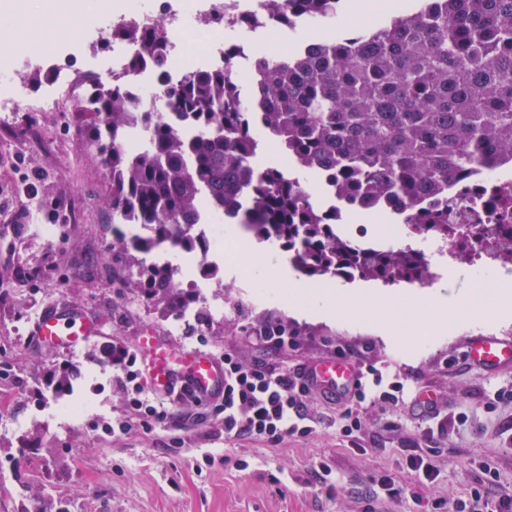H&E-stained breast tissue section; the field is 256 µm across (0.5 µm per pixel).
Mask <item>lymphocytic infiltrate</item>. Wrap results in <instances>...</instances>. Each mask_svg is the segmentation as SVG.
Instances as JSON below:
<instances>
[{"label": "lymphocytic infiltrate", "mask_w": 512, "mask_h": 512, "mask_svg": "<svg viewBox=\"0 0 512 512\" xmlns=\"http://www.w3.org/2000/svg\"><path fill=\"white\" fill-rule=\"evenodd\" d=\"M260 338L272 353V360L246 365L233 352H225L224 393L215 412L224 418L225 438L254 439L276 446L286 437L311 433L312 419L305 399L312 389V375L307 366L291 370L276 362V355L287 352L293 344V337L285 328L268 326ZM112 368L116 381L131 389L132 410L129 417L113 422L114 430L124 434L139 428L147 430L173 416V399L156 403L149 398L137 352L113 344ZM365 372L371 375V384L357 383L343 395L346 407L341 430L347 437L359 431V415L365 407L398 401L404 393L402 382H384L379 369L369 365Z\"/></svg>", "instance_id": "obj_1"}]
</instances>
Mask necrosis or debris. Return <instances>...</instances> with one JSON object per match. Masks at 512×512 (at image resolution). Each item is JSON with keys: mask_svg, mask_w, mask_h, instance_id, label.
I'll list each match as a JSON object with an SVG mask.
<instances>
[{"mask_svg": "<svg viewBox=\"0 0 512 512\" xmlns=\"http://www.w3.org/2000/svg\"><path fill=\"white\" fill-rule=\"evenodd\" d=\"M269 0H112V8L93 21L78 25L74 36L51 45L9 57L0 56V112L15 111L33 104L40 112H57L75 98L74 80L69 72L57 70L49 91L36 102H29L26 89L16 75L22 68L55 67L58 59L81 55L87 68L102 83L123 79L132 94L157 115L174 119L163 84L150 67L129 71L128 58L133 47L113 40L112 53L98 55L97 44L111 29L128 25L150 29L155 16H162L163 49L177 64L170 71V82L183 72L208 64L223 67L228 75L249 66L256 36L275 28ZM447 235L419 236L410 225L398 228L395 237L359 239L355 245L365 251L389 249L418 254L426 268L438 265L467 264L501 274L512 273V263L500 256L501 243L512 244V163L489 165L475 170L469 186L448 214ZM194 232L208 247L195 261L205 268L216 260L234 255V244L225 242L221 225L206 214L196 217Z\"/></svg>", "mask_w": 512, "mask_h": 512, "instance_id": "4bbe7bcc", "label": "necrosis or debris"}]
</instances>
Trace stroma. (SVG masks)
Returning <instances> with one entry per match:
<instances>
[{"instance_id":"stroma-1","label":"stroma","mask_w":512,"mask_h":512,"mask_svg":"<svg viewBox=\"0 0 512 512\" xmlns=\"http://www.w3.org/2000/svg\"><path fill=\"white\" fill-rule=\"evenodd\" d=\"M18 3L9 26H0V56L40 38L28 0ZM111 195L75 107H22L0 120V391L11 395L0 422V512H437V504L468 499L476 487L473 457L498 472L490 497L512 498V367L485 373L462 359L473 336L512 338V317L461 318L404 346L369 319L314 315L315 297L289 291L300 274L281 248L275 279L244 258L218 286L190 269L181 277L194 299L189 313L165 316L123 285L126 265L111 250ZM45 225L55 228L52 239L42 237ZM53 303L83 307L97 317L98 334L74 352L38 347L34 323ZM270 323L294 335L285 365L350 348L403 382L399 404L369 408L350 439L336 423L337 405L314 394L312 432L275 448L225 440L220 416L190 400L151 430L104 432L129 407L111 363L98 360L103 346L137 349L150 329L173 348L217 356L229 349L250 365L267 357L258 334ZM58 367L79 373L66 397L82 406L79 422L58 412L61 399L48 385ZM500 390L510 399L495 401ZM422 392L444 402L449 423L428 450L436 477L420 483L406 457L430 425L417 402ZM461 411L468 416L462 426L453 421ZM321 461L330 473L319 472ZM390 483L399 495L387 491Z\"/></svg>"}]
</instances>
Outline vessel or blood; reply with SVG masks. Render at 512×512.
Listing matches in <instances>:
<instances>
[{
    "label": "vessel or blood",
    "instance_id": "1",
    "mask_svg": "<svg viewBox=\"0 0 512 512\" xmlns=\"http://www.w3.org/2000/svg\"><path fill=\"white\" fill-rule=\"evenodd\" d=\"M99 331L98 322L82 307L70 304L48 306L34 325L39 346L72 350L82 346ZM143 371L149 386L168 393L187 392L207 399L224 387V365L205 351L176 352L164 347L158 336L144 332L139 338ZM467 361L487 371L512 364V341L494 335L473 337L466 351ZM314 386L333 396L351 389L356 371L350 361L327 358L314 362Z\"/></svg>",
    "mask_w": 512,
    "mask_h": 512
}]
</instances>
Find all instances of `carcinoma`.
I'll return each instance as SVG.
<instances>
[{
    "instance_id": "obj_1",
    "label": "carcinoma",
    "mask_w": 512,
    "mask_h": 512,
    "mask_svg": "<svg viewBox=\"0 0 512 512\" xmlns=\"http://www.w3.org/2000/svg\"><path fill=\"white\" fill-rule=\"evenodd\" d=\"M275 2L320 25L337 24L345 10V0ZM111 37L133 44L132 66L165 74L158 31L121 26ZM251 67V96L222 70L190 71L166 87L173 111L199 127L189 144L122 85L86 76L92 93L77 102L81 131L112 182L113 223L151 230L132 243L136 252L195 251L192 225L205 199L257 240L286 249L309 279L342 270L352 279L421 283L419 257L359 250L289 173L254 167L256 130L276 138L294 166L332 175L348 197L341 206L386 199L420 234L448 233V183L512 160V0H422L377 27L304 42L286 59L257 56ZM138 125L150 129L149 140L128 152L120 136ZM126 284L165 313L192 302L167 265L140 261Z\"/></svg>"
}]
</instances>
